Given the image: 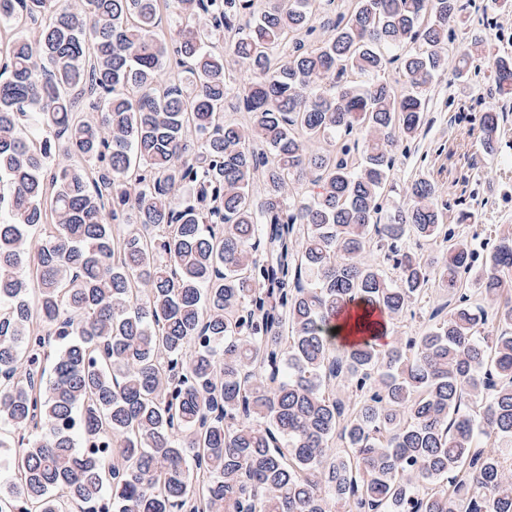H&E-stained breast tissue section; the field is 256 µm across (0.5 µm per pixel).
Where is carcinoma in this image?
Masks as SVG:
<instances>
[{
    "label": "carcinoma",
    "instance_id": "carcinoma-1",
    "mask_svg": "<svg viewBox=\"0 0 512 512\" xmlns=\"http://www.w3.org/2000/svg\"><path fill=\"white\" fill-rule=\"evenodd\" d=\"M333 2L0 0V512H512V233L477 267L430 180L383 204L465 5L351 0L307 48Z\"/></svg>",
    "mask_w": 512,
    "mask_h": 512
}]
</instances>
